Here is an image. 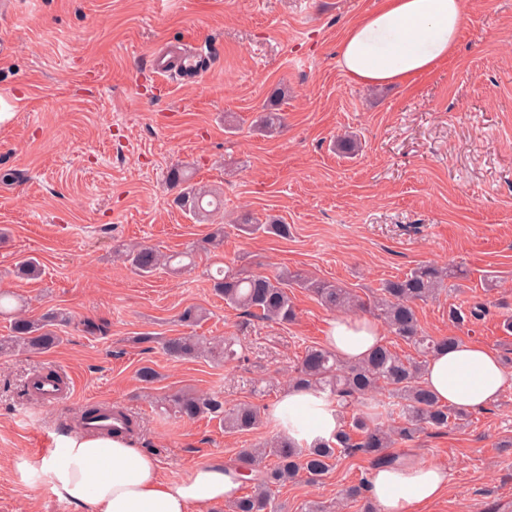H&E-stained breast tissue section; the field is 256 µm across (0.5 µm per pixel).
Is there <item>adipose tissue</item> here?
<instances>
[{"label":"adipose tissue","instance_id":"ef3b65f1","mask_svg":"<svg viewBox=\"0 0 512 512\" xmlns=\"http://www.w3.org/2000/svg\"><path fill=\"white\" fill-rule=\"evenodd\" d=\"M465 23L462 0H383L353 24L338 46L344 71L365 84L411 83L450 57ZM380 325L367 317L340 316L329 323L326 346L349 361L381 343ZM512 374L498 355L478 343L460 342L434 356L424 372L440 402L477 411L499 402ZM308 391L288 389L276 414H289L302 438L328 436L334 415L316 406ZM56 454L42 459L55 495L79 512H195L201 506L234 500L243 474L231 462L214 460L186 478L161 476L160 463L127 438L71 431L56 439ZM448 490L443 465L415 454L372 468L369 492L379 512H424Z\"/></svg>","mask_w":512,"mask_h":512}]
</instances>
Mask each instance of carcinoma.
<instances>
[{
    "mask_svg": "<svg viewBox=\"0 0 512 512\" xmlns=\"http://www.w3.org/2000/svg\"><path fill=\"white\" fill-rule=\"evenodd\" d=\"M282 114L265 112L259 125L267 134L275 133L282 124ZM171 184L181 188L177 197L179 206L194 218L206 219L214 202L205 200L208 191L191 183L188 172L177 167L170 171ZM237 229L246 234L288 235V225L278 220L267 224H254L244 217L236 223ZM125 260L142 275H149L164 267L171 271L184 268L174 263L175 257L163 255L150 246H138L125 253ZM19 276L37 279L41 276L40 262L26 257L16 266ZM464 273L453 267L421 265L404 276L382 284L376 292L364 299L349 289L332 282L315 280L299 273L294 275L245 274L224 266L211 276L216 291L224 296L225 304L239 308L255 319L274 322H291L295 311L288 288L296 285L314 294L330 310L356 312L370 309L382 320L389 331L413 346L419 358L401 356L386 344H379L361 361L347 362L323 347L306 350L290 386L304 388L324 401V409L341 411L349 407H365L374 393L383 391L387 401L382 404L385 420L374 422L367 413L353 418L352 429L337 426L328 437H318L302 445L291 433L297 426L283 414L281 424L290 434L278 438L270 448H246L239 456V467L254 481L251 494L232 502V512H276L271 497L272 488H280L306 474L311 481L327 475L345 454L361 453L380 463L388 458L386 449L395 443L415 440L426 429L441 430L449 425H460L469 420L470 412L452 405L441 404L423 381V373L432 356L460 342L455 335L434 338L420 329L416 308L419 303L436 297L447 288L445 281L461 278ZM11 296L0 292V314L12 318L11 335L0 340V352L25 350L45 352L54 348L61 337L50 329V323L63 321L60 314L42 321L31 320L8 309ZM166 352L175 358L233 357L236 352L228 340L208 342L196 336H179L166 341ZM167 409L178 416L194 420L203 415H213L224 423V430L247 432L260 422L261 409L252 404L240 403L230 408L216 397L179 393L172 396ZM121 427L110 434L130 437L136 422L126 412L117 413ZM274 461L266 463L268 457Z\"/></svg>",
    "mask_w": 512,
    "mask_h": 512,
    "instance_id": "obj_1",
    "label": "carcinoma"
}]
</instances>
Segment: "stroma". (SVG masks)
Masks as SVG:
<instances>
[{
    "label": "stroma",
    "mask_w": 512,
    "mask_h": 512,
    "mask_svg": "<svg viewBox=\"0 0 512 512\" xmlns=\"http://www.w3.org/2000/svg\"><path fill=\"white\" fill-rule=\"evenodd\" d=\"M380 0H9L0 39V291L39 319L55 309L62 341L45 353L0 354V512H67L35 466L90 405H120L137 419L138 447L180 480L209 460L282 433L274 409L297 361L324 343L335 311L290 291L296 318L259 321L225 304L205 274L223 262L251 273L303 272L366 296L420 264L458 266L466 279L419 304L425 334H452L498 353L512 371V0H464L455 53L410 85L367 86L341 68L337 45ZM202 46L208 69L160 81L151 58ZM284 127L256 122L272 87ZM356 134V155L336 138ZM223 201L224 242L176 203L177 166ZM276 217L287 237L247 236L241 212ZM143 244L195 252L196 266L140 276L116 253ZM38 258L44 273L17 277ZM483 303L480 319L454 325L450 307ZM207 313L195 325L184 309ZM237 337L245 361L177 359V336ZM159 377L141 381V367ZM53 370L70 399L39 404L24 386ZM178 392L263 407L248 432L219 419L164 413ZM448 472V492L428 512H512V388L468 423L427 430L410 443ZM361 455L341 458L320 482L275 491L286 512L320 502L364 512L345 489L369 479Z\"/></svg>",
    "instance_id": "stroma-1"
}]
</instances>
